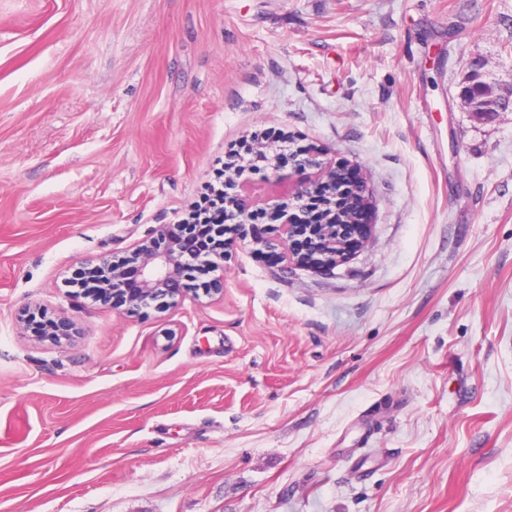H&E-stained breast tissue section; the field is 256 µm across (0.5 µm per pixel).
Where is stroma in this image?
I'll list each match as a JSON object with an SVG mask.
<instances>
[{"instance_id":"1","label":"stroma","mask_w":512,"mask_h":512,"mask_svg":"<svg viewBox=\"0 0 512 512\" xmlns=\"http://www.w3.org/2000/svg\"><path fill=\"white\" fill-rule=\"evenodd\" d=\"M475 58L512 91V0H0V512H512V112H466ZM255 132L369 183L350 261L244 241L223 293L75 303Z\"/></svg>"}]
</instances>
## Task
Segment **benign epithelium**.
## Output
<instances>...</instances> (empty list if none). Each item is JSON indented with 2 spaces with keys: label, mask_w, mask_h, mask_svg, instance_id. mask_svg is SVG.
<instances>
[{
  "label": "benign epithelium",
  "mask_w": 512,
  "mask_h": 512,
  "mask_svg": "<svg viewBox=\"0 0 512 512\" xmlns=\"http://www.w3.org/2000/svg\"><path fill=\"white\" fill-rule=\"evenodd\" d=\"M292 161L294 173L284 175L281 167L275 166L260 181L232 195L230 204L237 211L240 225L237 233L220 243V258L249 237L255 249L276 250L283 262L331 273L368 241L371 225L356 223L355 215L347 224L312 223V205L323 195L333 199L338 194L336 187L343 182L342 167L324 161L314 151L298 153ZM259 203L286 213L282 223L273 225L271 238L247 232L252 207ZM168 228L167 224L157 225L127 251L125 259L136 265L135 277L139 282V288L133 292L126 287V268L119 263L120 257L88 262L86 275H94L100 282L97 303L121 308L126 314H140L146 308L174 306L189 295L198 296L200 290L207 295L221 291L224 277L200 281L189 272L197 261L195 238L199 226L183 224L173 237L168 236Z\"/></svg>",
  "instance_id": "obj_1"
}]
</instances>
